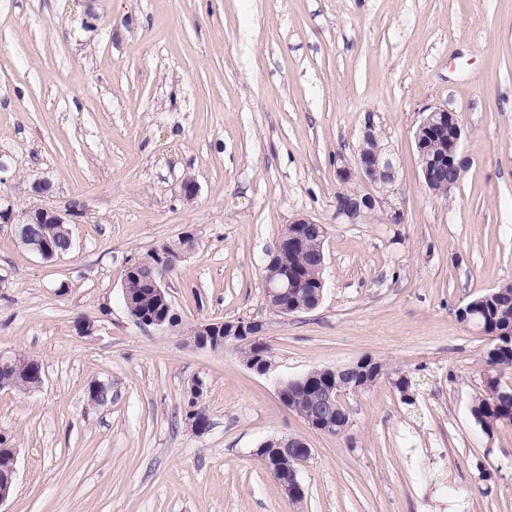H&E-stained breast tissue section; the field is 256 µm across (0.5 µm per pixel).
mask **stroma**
<instances>
[{
  "label": "stroma",
  "mask_w": 512,
  "mask_h": 512,
  "mask_svg": "<svg viewBox=\"0 0 512 512\" xmlns=\"http://www.w3.org/2000/svg\"><path fill=\"white\" fill-rule=\"evenodd\" d=\"M427 106L458 115L470 160L445 195L418 163ZM369 122L396 179L347 224L337 165ZM0 197L82 209L51 260L0 223V351L44 371L38 391L0 389L18 450L0 512H512V424L489 437L470 413L490 338L457 317L512 282V0H0ZM300 215L327 228L325 288L280 317L262 268ZM185 231L195 249L166 276L180 324L141 328L122 272ZM217 321L262 322L271 370L187 341ZM365 358L411 377L414 404L380 378L331 435L277 397ZM281 436L311 449L298 503L256 454ZM203 386L204 383L202 380L198 379L194 381L190 389L187 391L186 398H189L190 402L194 401L196 399L195 397L203 392ZM192 406L195 408L196 415L198 417L195 415L194 409L188 408L185 414V421L193 432L196 434H202L206 431V428L201 425L198 418L206 424L208 430L211 425L209 415L207 414L205 407L202 406L200 397H197Z\"/></svg>",
  "instance_id": "obj_1"
}]
</instances>
